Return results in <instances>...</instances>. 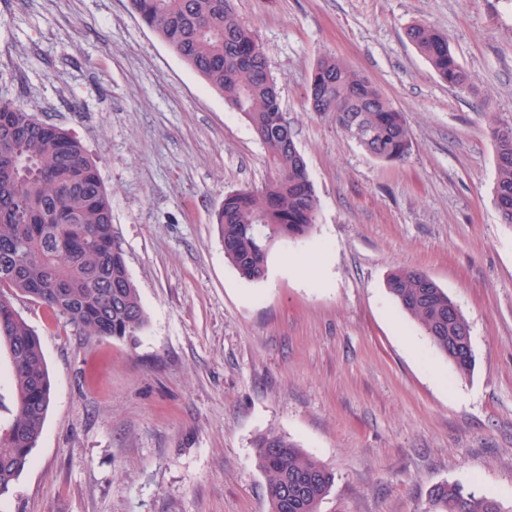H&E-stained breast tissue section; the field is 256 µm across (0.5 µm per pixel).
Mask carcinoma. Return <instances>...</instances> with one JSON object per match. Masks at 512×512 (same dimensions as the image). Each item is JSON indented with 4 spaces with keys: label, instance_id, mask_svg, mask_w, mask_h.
<instances>
[{
    "label": "carcinoma",
    "instance_id": "1",
    "mask_svg": "<svg viewBox=\"0 0 512 512\" xmlns=\"http://www.w3.org/2000/svg\"><path fill=\"white\" fill-rule=\"evenodd\" d=\"M134 16L224 94L264 146L269 175L259 187L224 195L214 215L224 258L241 278L267 277V255L278 239H302L317 224L318 202L303 154L282 110L266 55L231 0H129ZM408 40L449 87L470 91L467 72L448 35L417 22ZM311 111L325 114L375 159L402 163L412 151L407 120L365 76L326 53L308 86ZM496 150L495 203L512 224V125L489 126ZM387 290L417 322L455 373L475 365L461 309L427 275L398 268ZM28 300L47 316L93 336L134 339L147 315L112 224V200L81 140L38 119L20 100H0V348L12 368V419L0 428V496L29 464L42 434L52 391L37 330L17 309ZM267 476L269 512H318L335 481L333 471L288 437L269 430L255 442ZM428 512H508L495 498L458 483L429 493Z\"/></svg>",
    "mask_w": 512,
    "mask_h": 512
}]
</instances>
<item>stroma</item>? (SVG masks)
<instances>
[{
	"instance_id": "1",
	"label": "stroma",
	"mask_w": 512,
	"mask_h": 512,
	"mask_svg": "<svg viewBox=\"0 0 512 512\" xmlns=\"http://www.w3.org/2000/svg\"><path fill=\"white\" fill-rule=\"evenodd\" d=\"M262 44L318 200L265 281L224 259L213 214L261 184L265 150L128 0H0V99L62 126L98 163L148 324L88 336L19 306L52 400L0 512H267L257 438L336 474L320 512H427L440 483L512 505V226L493 202L492 120L512 123V0H234ZM447 32L475 92L406 40ZM326 53L403 112L385 164L310 110ZM400 267L460 306L476 362L452 373L387 292Z\"/></svg>"
}]
</instances>
